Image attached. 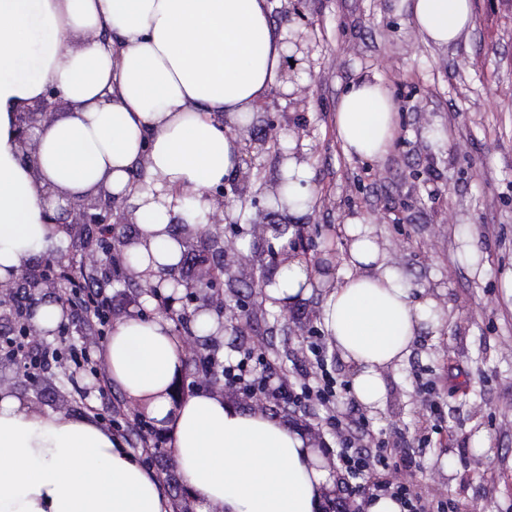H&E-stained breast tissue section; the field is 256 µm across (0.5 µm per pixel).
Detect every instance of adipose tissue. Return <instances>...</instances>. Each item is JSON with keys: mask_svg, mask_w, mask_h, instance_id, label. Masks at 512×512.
<instances>
[{"mask_svg": "<svg viewBox=\"0 0 512 512\" xmlns=\"http://www.w3.org/2000/svg\"><path fill=\"white\" fill-rule=\"evenodd\" d=\"M438 46L473 26L471 0H398ZM78 44H70V37ZM289 46L267 0H0V284L56 257L50 219L61 206L106 190L125 201L138 233L125 258L150 282L177 267L186 235L215 210L208 189L244 168L240 136L269 90L283 85ZM61 90L74 112L41 121L33 160L14 131L20 110ZM336 138L350 157H385L399 131L389 89L362 77L342 93ZM145 163L148 187L129 171ZM280 188L291 213L313 194L306 159L288 156ZM182 217L184 228L172 220ZM340 282L288 263L265 287L291 306L324 286L321 326L350 367L349 388L382 408V371L409 354L419 329L438 326L431 301L413 299L370 227L344 226ZM104 353L113 380L171 428L172 449L199 512H320L328 472L288 423L240 410L204 391L172 401L183 353L168 320L119 321ZM0 512H173L158 477L83 417L38 413L0 393Z\"/></svg>", "mask_w": 512, "mask_h": 512, "instance_id": "adipose-tissue-1", "label": "adipose tissue"}]
</instances>
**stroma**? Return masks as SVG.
Listing matches in <instances>:
<instances>
[{
  "label": "stroma",
  "mask_w": 512,
  "mask_h": 512,
  "mask_svg": "<svg viewBox=\"0 0 512 512\" xmlns=\"http://www.w3.org/2000/svg\"><path fill=\"white\" fill-rule=\"evenodd\" d=\"M269 2L275 30L305 33L308 53L294 74L293 97L278 99L250 128L271 143L245 158L260 190L257 204L234 208L216 231L234 243L248 271L273 277L272 240L252 235L251 224L272 211L263 189L279 182L284 154L305 156L314 200L288 217L304 229L302 258H328L341 269L344 226L359 220L371 225L414 297L433 299L441 315L437 329L415 336L406 360L385 370V405L364 412L374 433L414 440L430 414L420 386L432 383L452 432L433 435L414 479L472 503L475 512H512V297L503 289L512 275V0H472V29L445 47L425 42L395 0H307L300 8L294 0ZM372 76L390 90L399 117L398 136L378 161L347 157L334 125L342 90ZM437 128L445 141L430 139ZM322 295L315 289L303 304L275 312L247 280L223 286L224 333L208 346L222 360L256 347L274 362L302 365L303 338L319 325ZM240 300L249 317L237 309ZM74 377L77 389L58 392L51 378L29 382L0 360V390L38 411L84 417L123 395L82 372ZM194 384L296 426L335 467L336 440L321 415L265 406L192 365L178 385ZM480 434L486 447L473 444ZM145 466L171 502L188 499L170 446L156 449Z\"/></svg>",
  "instance_id": "35a3bbf8"
}]
</instances>
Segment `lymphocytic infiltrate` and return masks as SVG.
Masks as SVG:
<instances>
[{"instance_id": "f902f5d3", "label": "lymphocytic infiltrate", "mask_w": 512, "mask_h": 512, "mask_svg": "<svg viewBox=\"0 0 512 512\" xmlns=\"http://www.w3.org/2000/svg\"><path fill=\"white\" fill-rule=\"evenodd\" d=\"M72 293L68 304L76 310L80 323L100 335L110 325L113 313L138 303L133 292L114 294L89 281L77 282ZM0 337L26 354V375H36L43 366L64 359L76 369H90L98 386L112 384L104 354L94 355L77 345L64 351L39 348L23 324L9 328ZM303 341L312 370L296 368L288 372L273 366L264 354L247 351L237 363L225 365L223 375L226 383L243 393H258L266 401H283L304 410L317 407L324 411L336 435V466L341 473L336 494L328 499L325 512H368L370 502L380 497L399 502L402 512H462L455 500L409 479V471L420 467L417 449L403 447L397 438L376 436L368 420L342 402L323 336L311 330Z\"/></svg>"}]
</instances>
